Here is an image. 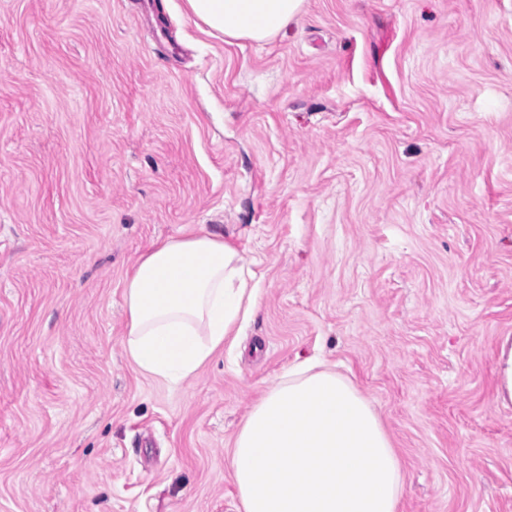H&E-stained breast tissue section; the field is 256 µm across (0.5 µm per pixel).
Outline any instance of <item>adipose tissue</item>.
Instances as JSON below:
<instances>
[{"mask_svg": "<svg viewBox=\"0 0 512 512\" xmlns=\"http://www.w3.org/2000/svg\"><path fill=\"white\" fill-rule=\"evenodd\" d=\"M305 0H187L230 39L268 42ZM256 274L211 235L170 239L142 256L124 287V347L145 374L179 385L258 306ZM230 467L243 512H399L400 458L368 399L347 377L304 362L272 382L236 435Z\"/></svg>", "mask_w": 512, "mask_h": 512, "instance_id": "ef3b65f1", "label": "adipose tissue"}]
</instances>
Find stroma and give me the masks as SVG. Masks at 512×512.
Wrapping results in <instances>:
<instances>
[{"label":"stroma","instance_id":"obj_1","mask_svg":"<svg viewBox=\"0 0 512 512\" xmlns=\"http://www.w3.org/2000/svg\"><path fill=\"white\" fill-rule=\"evenodd\" d=\"M214 234L257 274L191 382L123 346L127 275ZM512 0H0V512H242L243 421L317 356L372 402L401 512H512ZM305 0H187L193 17L230 39L268 42L303 11ZM496 399L502 403L512 402V344L506 337L497 358Z\"/></svg>","mask_w":512,"mask_h":512}]
</instances>
